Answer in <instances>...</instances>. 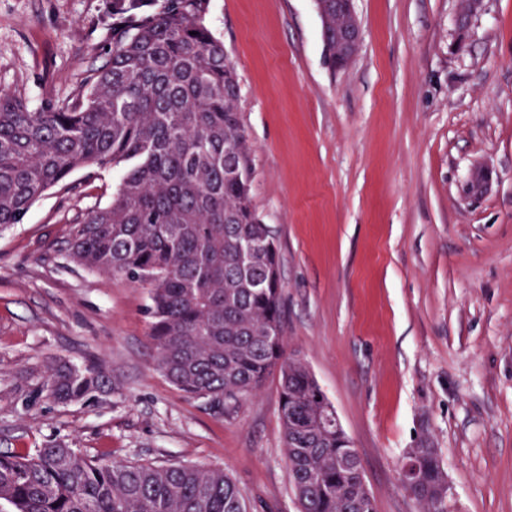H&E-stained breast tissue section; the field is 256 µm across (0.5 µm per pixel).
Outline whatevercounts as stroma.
<instances>
[{"label": "stroma", "instance_id": "stroma-1", "mask_svg": "<svg viewBox=\"0 0 512 512\" xmlns=\"http://www.w3.org/2000/svg\"><path fill=\"white\" fill-rule=\"evenodd\" d=\"M108 0H0V89L39 109L111 48ZM342 70L314 0H210L253 148L251 200L280 248L288 351L361 458L376 512H418L399 466L429 441L452 512H512V0H355ZM122 167L75 171L0 233V451L229 473L256 512H299L276 381L219 413L155 368L147 288L66 256ZM101 365L61 404L46 365Z\"/></svg>", "mask_w": 512, "mask_h": 512}]
</instances>
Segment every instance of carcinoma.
Listing matches in <instances>:
<instances>
[{
    "label": "carcinoma",
    "mask_w": 512,
    "mask_h": 512,
    "mask_svg": "<svg viewBox=\"0 0 512 512\" xmlns=\"http://www.w3.org/2000/svg\"><path fill=\"white\" fill-rule=\"evenodd\" d=\"M209 0H111L112 48L80 90L32 110L0 90V231L70 175L124 166L104 207L77 217L66 252L85 270L148 287L157 369L186 397L227 409L275 377L300 512H376L357 450L307 364L287 352L276 238L252 206V148L236 66L205 24ZM325 51L336 14L321 18ZM49 396L103 391L95 365L55 359ZM405 490L448 512V474L422 442ZM13 512H249L233 478L192 465L110 461L63 442L0 453Z\"/></svg>",
    "instance_id": "cac0c4a2"
}]
</instances>
